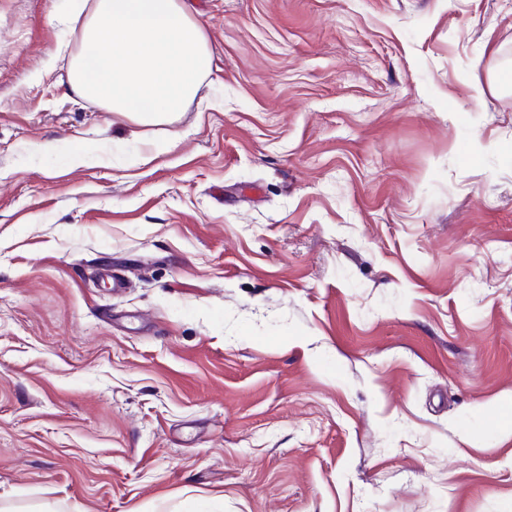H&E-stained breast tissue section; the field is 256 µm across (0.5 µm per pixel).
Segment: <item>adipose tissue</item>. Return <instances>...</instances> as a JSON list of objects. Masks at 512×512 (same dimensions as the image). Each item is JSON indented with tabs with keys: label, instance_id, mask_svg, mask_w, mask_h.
Masks as SVG:
<instances>
[{
	"label": "adipose tissue",
	"instance_id": "obj_1",
	"mask_svg": "<svg viewBox=\"0 0 512 512\" xmlns=\"http://www.w3.org/2000/svg\"><path fill=\"white\" fill-rule=\"evenodd\" d=\"M211 66L192 0H94L81 24L72 85L142 122L182 111Z\"/></svg>",
	"mask_w": 512,
	"mask_h": 512
}]
</instances>
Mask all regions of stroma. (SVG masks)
<instances>
[{"mask_svg":"<svg viewBox=\"0 0 512 512\" xmlns=\"http://www.w3.org/2000/svg\"><path fill=\"white\" fill-rule=\"evenodd\" d=\"M86 4L0 0V503L512 512V0H196L152 124ZM204 29L192 0H94L72 85L141 122L181 112L211 66Z\"/></svg>","mask_w":512,"mask_h":512,"instance_id":"stroma-1","label":"stroma"}]
</instances>
